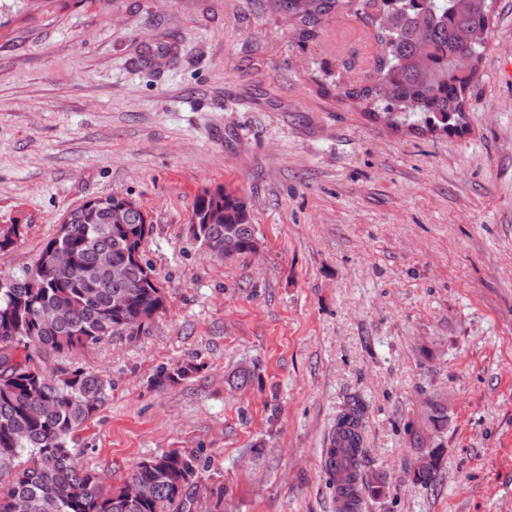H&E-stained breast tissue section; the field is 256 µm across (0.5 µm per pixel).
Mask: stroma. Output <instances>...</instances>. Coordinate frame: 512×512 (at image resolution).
<instances>
[{"label": "stroma", "mask_w": 512, "mask_h": 512, "mask_svg": "<svg viewBox=\"0 0 512 512\" xmlns=\"http://www.w3.org/2000/svg\"><path fill=\"white\" fill-rule=\"evenodd\" d=\"M375 50L356 17L307 37L274 0H0V225L28 227L0 274L34 269L88 199L132 198L151 223L165 311L72 357L112 381L73 442L107 483L188 448L230 512H337L325 452L358 404L384 482L362 512H512V0L492 2L461 128L341 98ZM219 188L245 199L258 254L192 235ZM241 366L253 385L229 386ZM436 443V482L413 483Z\"/></svg>", "instance_id": "stroma-1"}]
</instances>
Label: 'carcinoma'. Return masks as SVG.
<instances>
[{
    "label": "carcinoma",
    "instance_id": "1",
    "mask_svg": "<svg viewBox=\"0 0 512 512\" xmlns=\"http://www.w3.org/2000/svg\"><path fill=\"white\" fill-rule=\"evenodd\" d=\"M303 26L314 28L332 14L356 10L375 29L377 52L367 81L341 92L363 111L390 124H424L448 130L465 112V95L478 76L490 28L488 0H274ZM112 197L72 209L57 234L44 245L36 268L22 276H0V512H193V490L206 472L200 455L185 449L163 451L137 463L128 481L113 488L75 462L69 442L110 400L112 381L82 367L63 369L59 360L116 333L138 336L165 309L166 295L149 281L154 274L142 254L145 240H129L112 222ZM224 210V223L201 225L197 240L213 255L231 259L259 246L245 201L232 190L206 191L193 215ZM24 231L13 224L0 230V251L12 248ZM58 244L74 252L84 275L56 269L35 278ZM108 252L123 264L125 279L115 281L98 269ZM131 296L120 316L113 298ZM66 310L58 322L53 312ZM197 371L188 361L163 374L178 383ZM363 409L354 405L336 418V436L325 465L336 474L342 512H361L364 498L382 485L364 471ZM429 424L448 422L445 407L430 402ZM417 460L412 480L436 481L444 449L427 450Z\"/></svg>",
    "mask_w": 512,
    "mask_h": 512
}]
</instances>
